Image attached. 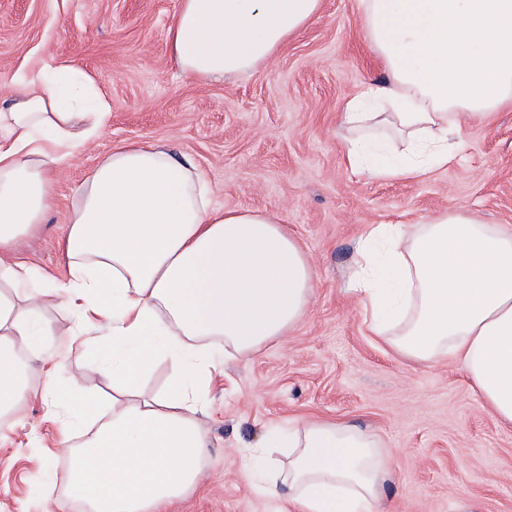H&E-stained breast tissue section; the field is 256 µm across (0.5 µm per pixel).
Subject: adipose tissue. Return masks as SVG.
I'll return each instance as SVG.
<instances>
[{
  "label": "adipose tissue",
  "instance_id": "obj_1",
  "mask_svg": "<svg viewBox=\"0 0 512 512\" xmlns=\"http://www.w3.org/2000/svg\"><path fill=\"white\" fill-rule=\"evenodd\" d=\"M323 0H179L168 30L179 71L200 81L261 70L317 18ZM385 77L348 100L350 166L413 179L462 151V126L512 100V0H361ZM108 102L67 64L16 82L0 107V421L19 419L39 374L64 404L69 466L57 477L83 512H164L197 483L209 440L198 415L224 358H249L300 324L318 282L287 224L218 207L204 173L165 146L121 141L75 192L62 238L67 279L16 259L55 201L54 175L105 125ZM346 282L369 330L407 361L454 363L512 427V230L445 211L423 224H373ZM71 310L64 351L37 346ZM97 327L103 391L65 372ZM167 387L147 393L157 364ZM278 512H384L389 463L377 434L311 420L243 457Z\"/></svg>",
  "mask_w": 512,
  "mask_h": 512
}]
</instances>
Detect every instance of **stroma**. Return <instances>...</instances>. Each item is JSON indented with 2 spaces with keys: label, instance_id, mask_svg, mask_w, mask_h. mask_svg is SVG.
Segmentation results:
<instances>
[{
  "label": "stroma",
  "instance_id": "obj_1",
  "mask_svg": "<svg viewBox=\"0 0 512 512\" xmlns=\"http://www.w3.org/2000/svg\"><path fill=\"white\" fill-rule=\"evenodd\" d=\"M178 0H0V101L12 81L65 63L91 77L111 106L100 134L56 174L55 205L23 259L64 280L59 241L72 195L96 159L121 140L166 146L204 172L228 209L276 214L318 273L305 319L257 356L227 362L202 417L210 446L197 487L167 512H275L243 469L242 452L270 430L311 418L375 429L389 460L388 512H512V428L449 362L416 366L371 336L343 288L370 224H420L470 211L512 229V103L488 124L464 126L448 168L416 180L354 173L339 114L362 83L381 78L360 0H324L320 16L263 70L198 81L174 66L167 30ZM62 405L29 398L23 421L0 425V512H61L46 463Z\"/></svg>",
  "mask_w": 512,
  "mask_h": 512
}]
</instances>
